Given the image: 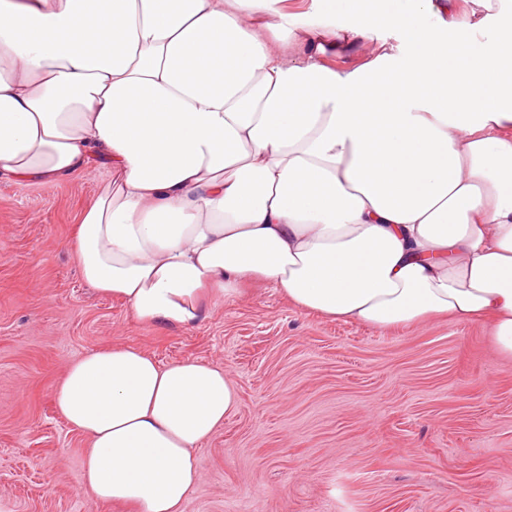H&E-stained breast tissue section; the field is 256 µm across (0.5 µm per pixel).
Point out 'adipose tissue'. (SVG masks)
I'll list each match as a JSON object with an SVG mask.
<instances>
[{
	"label": "adipose tissue",
	"mask_w": 512,
	"mask_h": 512,
	"mask_svg": "<svg viewBox=\"0 0 512 512\" xmlns=\"http://www.w3.org/2000/svg\"><path fill=\"white\" fill-rule=\"evenodd\" d=\"M282 2L0 0V178L106 163L72 248L140 322L261 284L378 329L480 322L512 358V0ZM54 397L86 489L133 512H181L236 406L222 369L134 347Z\"/></svg>",
	"instance_id": "adipose-tissue-1"
}]
</instances>
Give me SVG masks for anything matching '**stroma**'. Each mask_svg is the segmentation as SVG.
Segmentation results:
<instances>
[{
  "label": "stroma",
  "mask_w": 512,
  "mask_h": 512,
  "mask_svg": "<svg viewBox=\"0 0 512 512\" xmlns=\"http://www.w3.org/2000/svg\"><path fill=\"white\" fill-rule=\"evenodd\" d=\"M106 169L0 179V501L124 512L83 488L84 436L58 413L67 363L117 346L223 368L234 412L196 448L183 512H512V359L484 326L378 330L301 311L273 288L197 325L138 322L87 285L71 249Z\"/></svg>",
  "instance_id": "obj_1"
}]
</instances>
